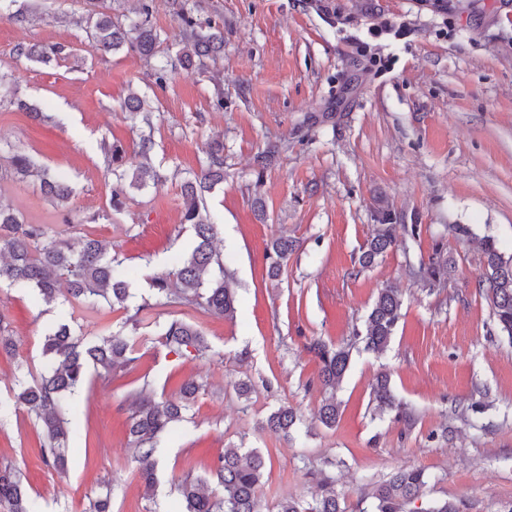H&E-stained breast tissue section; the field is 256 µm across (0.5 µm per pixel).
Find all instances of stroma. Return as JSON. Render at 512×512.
Returning a JSON list of instances; mask_svg holds the SVG:
<instances>
[{
  "instance_id": "1",
  "label": "stroma",
  "mask_w": 512,
  "mask_h": 512,
  "mask_svg": "<svg viewBox=\"0 0 512 512\" xmlns=\"http://www.w3.org/2000/svg\"><path fill=\"white\" fill-rule=\"evenodd\" d=\"M150 3L157 56L174 68L162 86L138 52L98 50L86 0H17L26 20L0 19V203L27 223L56 233L76 226L111 245L131 272L127 311L79 309L69 325L106 335L135 311L143 338L130 372L109 385L91 376L74 397L66 473L44 464L41 428L22 408L0 417V462L21 472L37 512H84L90 496L106 492L112 512H172L174 481L210 479L225 448L240 444L266 457L263 512L311 499L321 477L348 512H368L372 486L401 467L425 471L427 501L461 500L466 512L512 503V345L491 338V304L476 286L484 238L512 257V0H190L195 17L224 33L223 55L192 68L179 61L183 22L173 0ZM21 44L61 45L66 56L32 62L17 56ZM132 93L144 101L140 112L122 106ZM20 100L37 115L17 109ZM321 112L333 120L309 125ZM146 139L160 180L125 188L113 211L104 146L121 144L132 166ZM216 139L224 182L204 206L236 295L231 319L153 307L147 284L192 246L180 187L207 166ZM271 143L280 152L256 174L254 158ZM17 147L70 182L67 206L37 180L7 175ZM382 198L421 232L363 268ZM454 224L471 237H455ZM281 235L298 246L274 285L265 252ZM438 248L454 269L446 288L432 291L417 270ZM388 285L403 299L395 334L383 355L354 348L336 390L340 417L324 426L309 344L349 341ZM62 313L32 289L0 290L13 340L0 350L1 401H12L17 380L39 377L44 337ZM172 318L202 330L208 355L163 343L157 327ZM383 372L410 422L375 411L372 387ZM189 379L204 388L165 436L155 495L145 501L125 433L130 392L145 384L169 399ZM242 381L253 385L245 397L236 392ZM476 401L483 413L472 412ZM282 405L302 419L289 440L262 428Z\"/></svg>"
}]
</instances>
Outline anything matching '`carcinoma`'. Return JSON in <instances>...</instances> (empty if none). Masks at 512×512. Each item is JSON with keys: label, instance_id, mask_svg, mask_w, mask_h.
Listing matches in <instances>:
<instances>
[{"label": "carcinoma", "instance_id": "1", "mask_svg": "<svg viewBox=\"0 0 512 512\" xmlns=\"http://www.w3.org/2000/svg\"><path fill=\"white\" fill-rule=\"evenodd\" d=\"M93 18L90 36L103 52H114L124 46L136 50L150 59L156 54L159 35L151 25V6L142 4L141 19L124 26L112 20V16L97 10L89 11ZM186 25L184 45L180 60L186 66L196 61L224 52V37L219 33L201 34L193 18L184 17ZM62 46L37 44L21 45L17 55L30 61L47 64L63 55ZM148 143L142 144L143 162L132 172L123 169L125 151L118 145L109 147L112 164L119 170L118 179L130 177L129 185L147 186L155 179V171L149 162ZM12 175L23 181L30 177L40 180L46 195L60 204L69 201L72 187L51 174L38 160L21 148H16L8 160ZM224 183V143L214 145L207 167L194 180L181 186L183 221L191 225L196 244L165 276L152 281L154 295L166 303L188 302L210 315L229 317L235 313L236 298L224 283L223 261L214 241L217 227L201 208L204 193ZM377 224L366 250L360 258L361 267H369L397 245L395 228L404 235L416 237L420 225L397 222L394 211L383 204L376 210ZM295 252L294 240L280 236L271 241L266 249L269 260L268 276L277 281ZM218 268L221 276L206 279L212 268ZM450 261L440 251H435L428 262L419 266L418 273L426 284L434 289L448 281ZM67 285V296L61 297L60 283ZM26 284L37 290L48 305L77 304L87 310H96L106 302L112 310L126 309L132 297L129 273L123 261L109 252L107 245L93 234L82 231L66 239L50 234L43 224H28L18 213L0 206V288ZM477 288L485 291L491 303L494 332L512 343V260L506 261L498 253L493 240L483 246V267L477 280ZM402 299L399 290L380 289L373 307L365 320L364 331L355 338L364 343V349L380 354L388 347L401 317ZM126 323L131 331L119 329L109 336L87 339L73 334L70 325L60 322L53 326L44 338L43 355L48 361L46 373L33 383L18 384L15 404L23 406L27 413L41 424L42 440L39 454L57 472L63 473L68 466L65 442L68 437L66 411L71 395L83 388L89 368L99 376L112 381L130 369L135 357L138 336V319L129 317ZM158 335L174 351L191 350L204 354L210 345L204 334L192 324L172 319L160 326ZM354 344L333 345L314 340L309 349L319 359V381L329 395L322 401L319 420L333 426L339 416L341 403L334 390L349 368ZM203 385L187 380L180 388L178 397L158 401L148 390V383L135 396V409L129 420V442L138 463L144 498L153 499L156 479V450L161 436L171 424L181 420ZM375 409L383 412L400 407L396 401L390 376L382 373L373 388ZM299 418L294 409L280 406L266 419L267 430L290 436ZM266 471V459L258 448L231 446L212 471L217 489L210 491L205 482L185 478L178 482L177 491L184 504L183 512H262L259 491ZM427 484L425 471L418 468H399L372 490L370 512H465V505L455 500H440L416 505ZM0 512H36L21 476L10 464L0 465ZM277 512H347L336 492L323 488L319 497L312 501L286 499L277 505Z\"/></svg>", "mask_w": 512, "mask_h": 512}]
</instances>
